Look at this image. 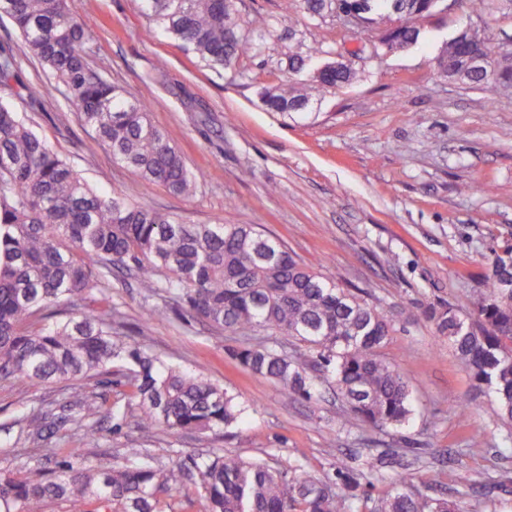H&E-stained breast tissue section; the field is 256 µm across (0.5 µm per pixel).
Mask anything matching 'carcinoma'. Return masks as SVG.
Segmentation results:
<instances>
[{"label":"carcinoma","mask_w":512,"mask_h":512,"mask_svg":"<svg viewBox=\"0 0 512 512\" xmlns=\"http://www.w3.org/2000/svg\"><path fill=\"white\" fill-rule=\"evenodd\" d=\"M312 16L338 7L366 15L383 8L401 17L432 15L433 0H291ZM482 17L512 12V0H465ZM156 30L182 42L212 68L248 54L234 12L224 0H141ZM33 56L65 87L84 126L148 185L192 196L203 174L191 170L148 109L107 82L92 67L88 43L93 21L72 16L65 0H0ZM420 29L389 31L391 44L408 48ZM471 47L458 33L437 57L454 79ZM15 77V59L0 55V84ZM354 73L333 69L306 83L338 88ZM467 82L512 85V60L501 59ZM274 112H298L310 96L293 83L262 92ZM495 278L477 295L429 313L469 378L486 386L489 412L512 439V246L494 253ZM132 268L144 288H165L196 317L249 340L229 355L253 374L277 382L287 394L312 398L319 378L331 379L343 412L373 430L398 427L413 415L410 386L382 349L393 332L387 311L357 291L296 259L275 237L252 224H186L180 218L115 195L94 192L20 119L0 104V376L36 383H79L117 375L128 401L103 394L79 396L60 411L41 409L17 421L24 441L43 447L55 467L0 472V512H45L63 501L68 512H162L161 496L193 476L203 488L200 512H346L329 479L285 470L235 454L210 453L161 465L144 448L126 449L125 462L101 468L75 463L78 448L55 438L104 419L151 431L208 432L242 419L237 397L200 375L161 364L140 344L112 331V305L89 308L94 291L109 287L115 269ZM56 318L48 327L41 320ZM281 336L316 354V370L258 339ZM368 512H457L400 479Z\"/></svg>","instance_id":"cac0c4a2"}]
</instances>
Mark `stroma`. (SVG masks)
Wrapping results in <instances>:
<instances>
[{"label":"stroma","mask_w":512,"mask_h":512,"mask_svg":"<svg viewBox=\"0 0 512 512\" xmlns=\"http://www.w3.org/2000/svg\"><path fill=\"white\" fill-rule=\"evenodd\" d=\"M66 5L95 21L94 68L142 100L188 166L203 172L196 195L145 184L114 160L5 17L0 52L14 55L17 79L0 87V103L99 194L127 196L190 224L257 225L343 287L363 291L394 319L384 355L409 382L414 407L404 426L364 431L339 416L327 384L311 400L286 395L229 357L242 338L191 316L166 289L151 291L135 275L118 273L109 288L114 331L166 365L221 385L247 412L235 428L205 434H144L107 420L69 435L67 447L95 467L121 461L128 448L147 449L163 464L214 448L329 478L342 456L352 473L364 470L374 448L383 479L355 486L356 500L381 496L389 479L404 476L445 492L459 512H512V442L486 411L487 391L472 384L425 316L477 292L493 251L512 243V93L471 89L435 70L444 43L474 19L462 0L437 10L423 22L420 42L396 52L380 44L389 27L380 13L352 30L332 12L287 14L281 0H236L239 32L252 53L228 69L208 67L178 41L148 37L140 0ZM292 56L310 70L348 60L357 77L315 92L307 112L270 111L261 91L287 79ZM31 88L43 102L35 112L23 99ZM153 306L160 316L146 318ZM97 391L122 393L107 382L0 379V424ZM462 402L475 411L466 425L457 415ZM298 448L304 457L295 456ZM462 474L482 484V493L463 488Z\"/></svg>","instance_id":"stroma-1"}]
</instances>
